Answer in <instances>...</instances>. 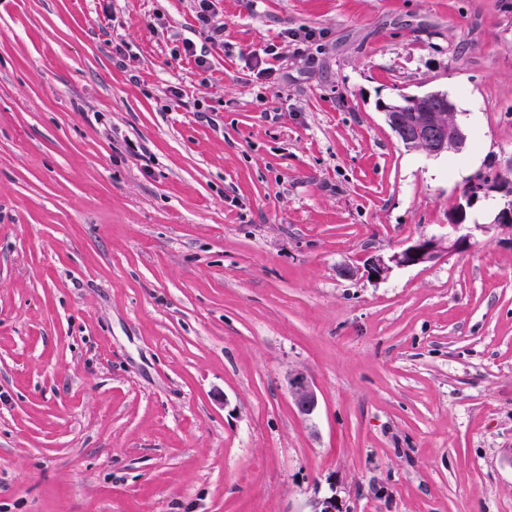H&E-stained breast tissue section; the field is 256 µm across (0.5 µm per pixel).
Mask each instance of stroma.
I'll use <instances>...</instances> for the list:
<instances>
[{
	"label": "stroma",
	"instance_id": "stroma-1",
	"mask_svg": "<svg viewBox=\"0 0 512 512\" xmlns=\"http://www.w3.org/2000/svg\"><path fill=\"white\" fill-rule=\"evenodd\" d=\"M220 7L201 70L192 0H0V512H512L501 195L363 269L512 154V0ZM433 90L462 152L386 121ZM469 234L448 238L421 237L409 242L399 252L393 254L389 261L396 266H416L436 260L444 252H462L471 246ZM289 394L297 411L303 416H310L318 405L317 393L313 384L302 373H296L288 379Z\"/></svg>",
	"mask_w": 512,
	"mask_h": 512
}]
</instances>
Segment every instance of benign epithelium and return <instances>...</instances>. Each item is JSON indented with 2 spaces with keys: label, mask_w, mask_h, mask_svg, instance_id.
Listing matches in <instances>:
<instances>
[{
  "label": "benign epithelium",
  "mask_w": 512,
  "mask_h": 512,
  "mask_svg": "<svg viewBox=\"0 0 512 512\" xmlns=\"http://www.w3.org/2000/svg\"><path fill=\"white\" fill-rule=\"evenodd\" d=\"M389 126L407 147L424 150L432 155L458 153L466 145L468 135L457 122L456 112L447 99L438 96L434 104L422 105L419 96H406L401 104L386 112ZM512 170V155L497 156L493 159L492 170H482L465 183L462 196L471 206L482 198L499 193L503 205L494 216L489 228L512 234V187L501 183L495 174ZM471 246L470 235L461 234L446 238L421 237L409 242L399 252L390 257V263L375 259L368 264L369 273L381 277L390 264L401 267L416 266L436 260L444 252H462ZM289 394L297 411L310 416L318 405L317 393L313 384L302 373L288 379Z\"/></svg>",
  "instance_id": "7a95c632"
}]
</instances>
